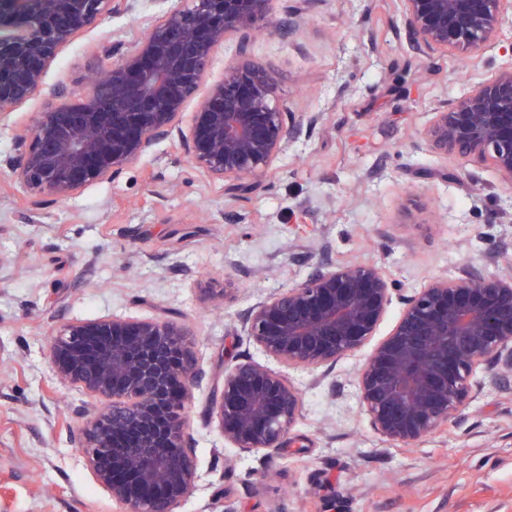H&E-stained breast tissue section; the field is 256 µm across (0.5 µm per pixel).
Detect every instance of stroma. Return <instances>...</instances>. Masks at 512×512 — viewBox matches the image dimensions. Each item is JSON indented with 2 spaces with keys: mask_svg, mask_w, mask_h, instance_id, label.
<instances>
[{
  "mask_svg": "<svg viewBox=\"0 0 512 512\" xmlns=\"http://www.w3.org/2000/svg\"><path fill=\"white\" fill-rule=\"evenodd\" d=\"M301 13V27L288 22ZM154 0L112 12L63 45L41 90L0 117V153L104 72L105 39L143 37ZM250 59L278 75L285 111L322 113L265 174L209 176L165 140L112 181L73 198L33 196L0 171V512H122L70 432L89 398L56 380L50 342L67 323L109 316L183 325L202 372L189 398L195 486L178 512H512V390H487L414 447L382 438L355 379L402 310L331 367L293 373L301 413L280 449L244 452L210 415L224 372L260 353L241 317L317 264L377 265L414 288L469 268L502 274L512 196L486 165L442 160L422 141L429 111L512 64V18L480 50L412 51L396 0H269Z\"/></svg>",
  "mask_w": 512,
  "mask_h": 512,
  "instance_id": "1",
  "label": "stroma"
}]
</instances>
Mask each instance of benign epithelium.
I'll return each mask as SVG.
<instances>
[{"label":"benign epithelium","instance_id":"benign-epithelium-1","mask_svg":"<svg viewBox=\"0 0 512 512\" xmlns=\"http://www.w3.org/2000/svg\"><path fill=\"white\" fill-rule=\"evenodd\" d=\"M269 0H190L163 11L141 40L102 46L107 85L59 102L0 157L31 194L67 200L116 179L161 140L209 175L242 181L268 170L303 129L315 128L275 102L276 74L248 60L224 68L198 101L214 49L249 32ZM411 47L446 56L482 48L512 0H399ZM112 12V0H0V115L34 97L48 63L77 33ZM429 152L491 167L512 185V65L439 106L423 130ZM391 333L356 378L360 404L388 441L411 447L448 424L487 387L512 385V272L484 278L469 270L435 279L401 297ZM392 301L376 265L321 264L302 283L248 309L244 329L281 366L245 360L224 372L212 413L224 440L243 452L279 448L300 413L301 394L285 370L318 368L366 343ZM54 375L96 401L77 430L86 467L123 512H177L196 471L185 407L199 372L185 331L173 321L135 317L77 320L51 346Z\"/></svg>","mask_w":512,"mask_h":512}]
</instances>
